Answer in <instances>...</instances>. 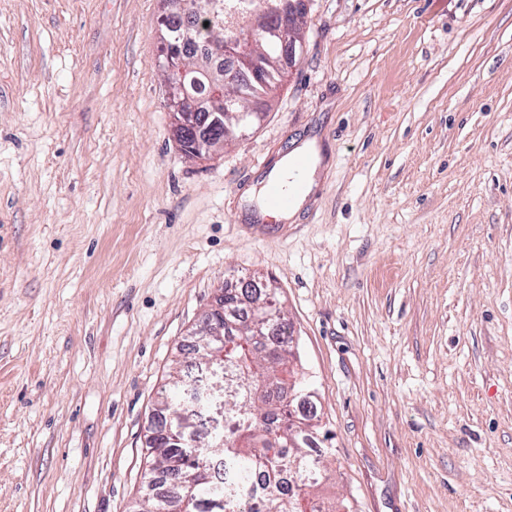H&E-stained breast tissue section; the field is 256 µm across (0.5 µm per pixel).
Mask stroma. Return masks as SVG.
<instances>
[{"mask_svg":"<svg viewBox=\"0 0 512 512\" xmlns=\"http://www.w3.org/2000/svg\"><path fill=\"white\" fill-rule=\"evenodd\" d=\"M162 0H0V512H134L187 331L275 287L328 499L512 512V0H311L243 138L185 156ZM317 139L293 222L248 192Z\"/></svg>","mask_w":512,"mask_h":512,"instance_id":"stroma-1","label":"stroma"}]
</instances>
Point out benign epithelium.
Masks as SVG:
<instances>
[{
  "instance_id": "1",
  "label": "benign epithelium",
  "mask_w": 512,
  "mask_h": 512,
  "mask_svg": "<svg viewBox=\"0 0 512 512\" xmlns=\"http://www.w3.org/2000/svg\"><path fill=\"white\" fill-rule=\"evenodd\" d=\"M310 0H262L260 7L252 11L246 22H241L240 12L228 7L224 0H208L204 13L210 26H224V42L219 44L224 56L234 61L235 67L225 75V82L232 83L238 74L253 75L268 73L259 51L255 47V36L274 40L288 48V67L292 68L300 57L303 47L297 31L307 16ZM205 61L188 65L177 53L167 59V70L172 75L169 81L168 106L173 110L174 135L178 143L183 136L196 128L199 113L186 108L195 104L197 87L201 80L197 73L203 71ZM208 99L212 103L227 102L233 113L209 112L207 116L219 124L224 118L234 119L235 130L243 135L262 116V102L249 110H236L235 100L224 98L223 84H210ZM197 346L207 353L204 365L198 368V376L192 386L185 390L182 402L183 413L175 423L168 424L165 435L174 448H195L198 439L190 431L191 417L206 411L210 413L212 428L224 425L223 386L217 380L224 379V325L196 326L189 331Z\"/></svg>"
}]
</instances>
